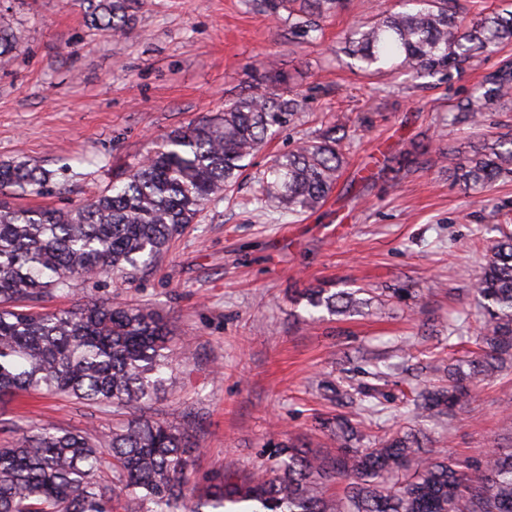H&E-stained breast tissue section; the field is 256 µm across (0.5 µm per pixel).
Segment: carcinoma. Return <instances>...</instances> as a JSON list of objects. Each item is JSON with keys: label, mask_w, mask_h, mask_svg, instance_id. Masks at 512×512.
Listing matches in <instances>:
<instances>
[{"label": "carcinoma", "mask_w": 512, "mask_h": 512, "mask_svg": "<svg viewBox=\"0 0 512 512\" xmlns=\"http://www.w3.org/2000/svg\"><path fill=\"white\" fill-rule=\"evenodd\" d=\"M87 18L116 41L136 22L142 0H88ZM264 11L288 12L290 33L313 42L322 23L351 0H252ZM407 8L361 21L346 31L344 49L365 72L393 69L417 79L448 75L477 53L512 44V11L462 18L459 0H405ZM18 48L12 19L0 12V55ZM512 101V66L489 74L478 94L455 106L478 124ZM304 111V99L248 94L224 111L171 131L163 143L119 174L118 183L66 209L19 208L8 199L33 194L50 171L28 160L0 162V402L41 391L110 408L127 419L101 434L37 424L0 447V512H512V452H491L462 466L439 449L420 456L417 435L394 432L361 444L345 415L324 419L338 444L320 457L296 444L240 481L215 473L188 503L192 435L145 414L165 391L173 361L168 321L146 307L89 302L40 312L43 298L71 291L80 279H130L151 267L171 239L196 224L207 205L233 197L250 158ZM346 135L331 125L315 139L272 159L243 205L299 216L319 208L345 163ZM454 174L475 190L512 176V137L471 149ZM477 305L448 327L467 341L476 323L478 352L448 369V388L422 389L407 413L439 423L470 404V385L512 367V230L491 240L475 288ZM309 318L358 307L356 292L307 288ZM112 469V480L98 473ZM345 481L328 496L325 483Z\"/></svg>", "instance_id": "cac0c4a2"}]
</instances>
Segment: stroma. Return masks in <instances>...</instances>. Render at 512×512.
I'll return each instance as SVG.
<instances>
[{
	"label": "stroma",
	"instance_id": "stroma-1",
	"mask_svg": "<svg viewBox=\"0 0 512 512\" xmlns=\"http://www.w3.org/2000/svg\"><path fill=\"white\" fill-rule=\"evenodd\" d=\"M13 18L16 52L0 55V161L28 159L54 171L20 207L64 208L108 188L118 173L174 129L222 111L251 92H300L304 112L262 147L250 180L276 155L345 125L347 163L322 207L300 217L228 201L208 206L200 223L175 235L147 272L129 280L75 282L43 310L91 300L154 308L174 342L193 358L174 362L149 415L195 435L191 483L233 464L241 479L278 446L302 441L336 451L320 420L339 414L337 386L376 390L380 413L367 435L425 432L433 447L477 464L512 450V368L478 382L473 403L432 428L402 409L411 388L435 381L432 361L450 365L468 344L449 345L448 325L469 310L485 262L490 210L512 221V181L483 193L459 185L448 162L472 142L512 134V103L482 126L441 135L449 109L486 76L512 62V46L479 54L449 76L412 81L391 70L351 66L342 36L399 0H355L329 18L319 43L296 42L287 13L271 16L251 0H145L134 28L114 43L86 22L87 0H0ZM429 145L417 170L380 168L382 156ZM309 287L355 289L357 311L310 321ZM393 357L383 379L370 357ZM82 432L111 428L109 412L57 396L29 394L0 403V447L31 422Z\"/></svg>",
	"mask_w": 512,
	"mask_h": 512
}]
</instances>
